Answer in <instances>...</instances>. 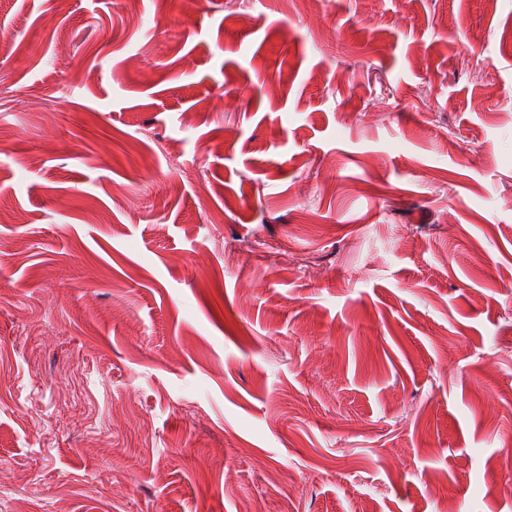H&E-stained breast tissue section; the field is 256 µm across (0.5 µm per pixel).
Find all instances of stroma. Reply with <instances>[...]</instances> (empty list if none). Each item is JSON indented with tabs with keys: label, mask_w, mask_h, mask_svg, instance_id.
Instances as JSON below:
<instances>
[{
	"label": "stroma",
	"mask_w": 512,
	"mask_h": 512,
	"mask_svg": "<svg viewBox=\"0 0 512 512\" xmlns=\"http://www.w3.org/2000/svg\"><path fill=\"white\" fill-rule=\"evenodd\" d=\"M52 8L0 0V512H512V0Z\"/></svg>",
	"instance_id": "stroma-1"
}]
</instances>
